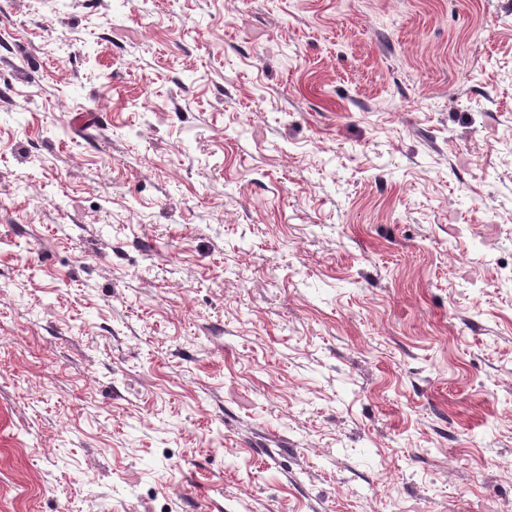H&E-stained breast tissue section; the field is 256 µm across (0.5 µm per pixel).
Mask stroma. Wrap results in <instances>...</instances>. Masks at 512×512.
<instances>
[{
    "label": "stroma",
    "mask_w": 512,
    "mask_h": 512,
    "mask_svg": "<svg viewBox=\"0 0 512 512\" xmlns=\"http://www.w3.org/2000/svg\"><path fill=\"white\" fill-rule=\"evenodd\" d=\"M0 512H512V0H0Z\"/></svg>",
    "instance_id": "35a3bbf8"
}]
</instances>
